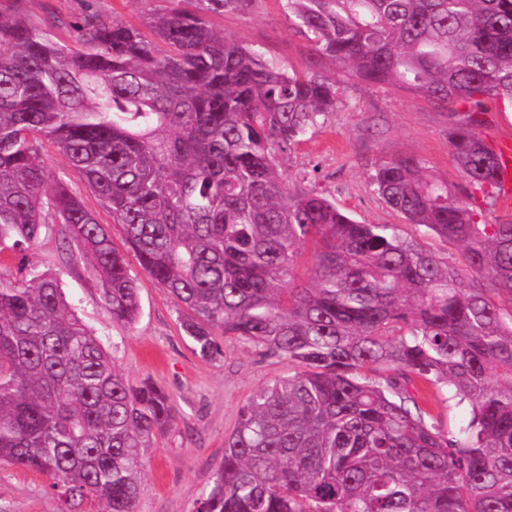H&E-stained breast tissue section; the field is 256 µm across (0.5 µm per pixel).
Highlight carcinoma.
<instances>
[{
  "mask_svg": "<svg viewBox=\"0 0 512 512\" xmlns=\"http://www.w3.org/2000/svg\"><path fill=\"white\" fill-rule=\"evenodd\" d=\"M0 0V255L44 235L72 244L112 320L133 323L127 256L190 315L198 355L237 336L296 368L256 391L195 512H512V217L475 220L498 189L479 135L512 101V0H281L312 47L304 74L272 66L210 19L252 0H164L151 32L86 4L76 23ZM329 61L368 87L468 105L450 137L455 189L411 156L373 183L410 224L462 248L466 279L393 224H361L281 159L336 111ZM54 143L112 216L125 251L53 175ZM318 242L307 284L302 245ZM424 382L468 403L458 433ZM163 388L129 383L57 278L0 270V461L67 504L134 512L144 450L174 419ZM418 395L430 407L435 419L441 421L445 427H450L458 432L463 428L470 417V408L466 405L455 406L448 412V403L444 402L440 396L429 392L423 385L418 383Z\"/></svg>",
  "mask_w": 512,
  "mask_h": 512,
  "instance_id": "obj_1",
  "label": "carcinoma"
}]
</instances>
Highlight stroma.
<instances>
[{
  "mask_svg": "<svg viewBox=\"0 0 512 512\" xmlns=\"http://www.w3.org/2000/svg\"><path fill=\"white\" fill-rule=\"evenodd\" d=\"M213 27L242 39L264 58L288 71L305 73L309 43L288 29L281 0H253L244 11L212 18ZM340 103L322 117L284 157L294 184L315 189L363 224H397L416 236L378 195L372 181L381 159L412 156L449 184L461 173L449 149L447 108L404 91L366 87L331 65ZM31 264L54 274L74 310L113 352L130 383L151 380L176 404L175 418L147 452L143 490L135 512H194L224 458V440L235 428L245 401L258 389L292 373L287 360L243 339H224V356L199 358L180 327L181 306L140 268V314L132 325L113 323L96 283L82 264L60 248L56 236L42 238L27 254ZM63 500L39 473L0 464V512H64Z\"/></svg>",
  "mask_w": 512,
  "mask_h": 512,
  "instance_id": "obj_1",
  "label": "stroma"
}]
</instances>
